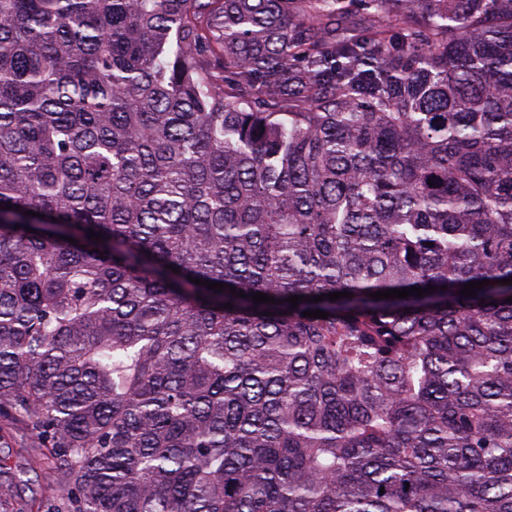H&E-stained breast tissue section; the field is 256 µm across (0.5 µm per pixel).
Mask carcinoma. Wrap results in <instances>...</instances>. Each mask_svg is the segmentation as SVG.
<instances>
[{"label":"carcinoma","instance_id":"carcinoma-1","mask_svg":"<svg viewBox=\"0 0 512 512\" xmlns=\"http://www.w3.org/2000/svg\"><path fill=\"white\" fill-rule=\"evenodd\" d=\"M509 277L512 0H0L20 512H512ZM23 479L28 481L18 488L17 501L19 502L20 500L26 502L29 499L40 497L46 482L52 481L39 470L30 471Z\"/></svg>","mask_w":512,"mask_h":512}]
</instances>
